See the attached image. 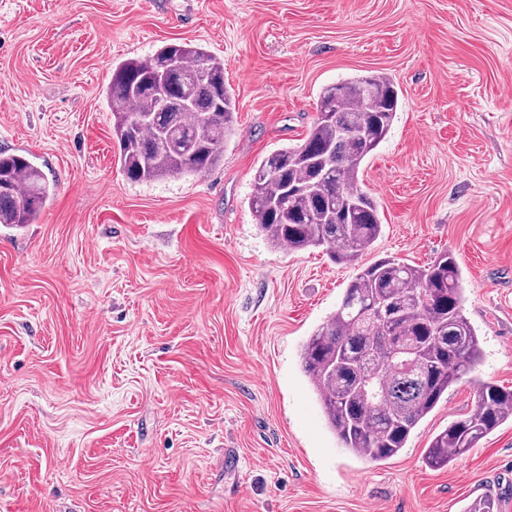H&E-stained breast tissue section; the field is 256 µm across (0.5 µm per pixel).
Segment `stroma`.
Segmentation results:
<instances>
[{
	"mask_svg": "<svg viewBox=\"0 0 512 512\" xmlns=\"http://www.w3.org/2000/svg\"><path fill=\"white\" fill-rule=\"evenodd\" d=\"M172 42L223 58L235 133L211 172L133 183L105 88ZM380 72L401 105L361 172L362 260L452 252L483 356L373 463L300 367L355 269L272 247L247 199L324 87ZM0 150L55 187L0 225V512H512L511 421L424 461L482 384L512 388V0H0Z\"/></svg>",
	"mask_w": 512,
	"mask_h": 512,
	"instance_id": "obj_1",
	"label": "stroma"
}]
</instances>
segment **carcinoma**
<instances>
[{
  "instance_id": "obj_1",
  "label": "carcinoma",
  "mask_w": 512,
  "mask_h": 512,
  "mask_svg": "<svg viewBox=\"0 0 512 512\" xmlns=\"http://www.w3.org/2000/svg\"><path fill=\"white\" fill-rule=\"evenodd\" d=\"M160 79L163 103L153 91ZM106 98L130 182L200 175L224 160L236 105L224 82V59L203 47L172 43L120 63ZM399 106V90L384 73L325 88L305 137L261 161L248 202L272 246L321 248L357 267L339 308L304 345L301 365L340 445L371 462L406 448L421 421L482 357L452 253L422 267L388 258L358 266L382 232L378 201L360 172ZM51 195L53 185L31 159L0 151V224L37 223ZM403 344L415 350L417 362L391 364ZM509 420L512 390L483 384L475 410L433 438L428 465L447 466Z\"/></svg>"
}]
</instances>
